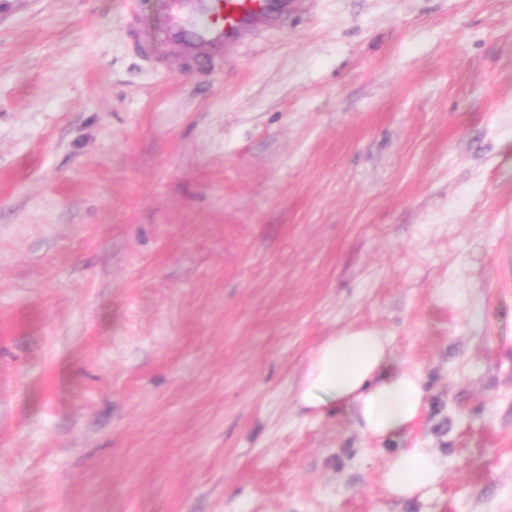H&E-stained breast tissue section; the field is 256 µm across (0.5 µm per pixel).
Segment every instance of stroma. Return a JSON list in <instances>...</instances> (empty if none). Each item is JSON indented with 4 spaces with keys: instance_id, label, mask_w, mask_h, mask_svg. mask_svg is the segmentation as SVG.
Wrapping results in <instances>:
<instances>
[{
    "instance_id": "obj_1",
    "label": "stroma",
    "mask_w": 512,
    "mask_h": 512,
    "mask_svg": "<svg viewBox=\"0 0 512 512\" xmlns=\"http://www.w3.org/2000/svg\"><path fill=\"white\" fill-rule=\"evenodd\" d=\"M205 74L0 0V512H512V0H304ZM346 327L446 459L295 407Z\"/></svg>"
}]
</instances>
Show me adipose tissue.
I'll return each instance as SVG.
<instances>
[{
	"label": "adipose tissue",
	"instance_id": "adipose-tissue-1",
	"mask_svg": "<svg viewBox=\"0 0 512 512\" xmlns=\"http://www.w3.org/2000/svg\"><path fill=\"white\" fill-rule=\"evenodd\" d=\"M418 369L398 363L390 337L374 328H347L308 358L292 388L297 407L335 413L363 434L395 444L381 471V485L400 500L426 498L445 466L430 448L407 446L411 427L427 403Z\"/></svg>",
	"mask_w": 512,
	"mask_h": 512
}]
</instances>
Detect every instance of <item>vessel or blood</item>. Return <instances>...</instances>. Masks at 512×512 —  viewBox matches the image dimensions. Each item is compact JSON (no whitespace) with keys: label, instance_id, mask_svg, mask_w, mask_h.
<instances>
[{"label":"vessel or blood","instance_id":"1","mask_svg":"<svg viewBox=\"0 0 512 512\" xmlns=\"http://www.w3.org/2000/svg\"><path fill=\"white\" fill-rule=\"evenodd\" d=\"M298 0H161L158 25L142 49L179 45L200 65H211L246 38L277 31Z\"/></svg>","mask_w":512,"mask_h":512}]
</instances>
